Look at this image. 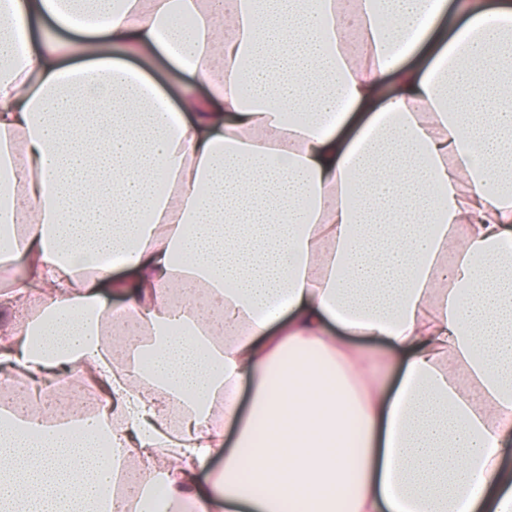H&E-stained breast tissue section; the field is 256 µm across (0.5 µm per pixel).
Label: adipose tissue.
Segmentation results:
<instances>
[{"instance_id":"ef3b65f1","label":"adipose tissue","mask_w":512,"mask_h":512,"mask_svg":"<svg viewBox=\"0 0 512 512\" xmlns=\"http://www.w3.org/2000/svg\"><path fill=\"white\" fill-rule=\"evenodd\" d=\"M1 272L0 512H512V0H0ZM150 75L157 80L175 100L177 99L178 83L175 80L173 66L163 58L148 67ZM56 387L60 392L66 393L67 397H69L72 402H75L84 413L91 415L97 412L98 398L93 386L87 384L75 387L65 378L59 380Z\"/></svg>"}]
</instances>
